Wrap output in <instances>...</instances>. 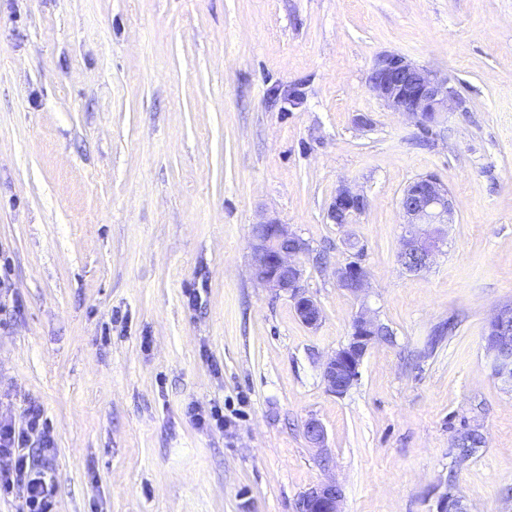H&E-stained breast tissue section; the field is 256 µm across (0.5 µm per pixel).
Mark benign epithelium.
<instances>
[{"instance_id":"7a95c632","label":"benign epithelium","mask_w":512,"mask_h":512,"mask_svg":"<svg viewBox=\"0 0 512 512\" xmlns=\"http://www.w3.org/2000/svg\"><path fill=\"white\" fill-rule=\"evenodd\" d=\"M367 88L387 109L404 116L424 133L430 132L444 114L464 109V100L448 76L396 52L385 51L375 56L367 76ZM367 208V197L350 184L342 183L329 204L328 216L333 223L347 226L356 223ZM399 208L406 224L399 251L400 264L408 272H421L430 267L446 243L445 226L455 223L452 195L440 179L426 175L404 189ZM250 248L255 281L277 295L288 296L301 322L311 328L317 326L322 309L303 286L301 258L309 255V242L290 225L268 218L253 225ZM334 276L340 287L357 298L369 288L370 272L358 261L337 266ZM385 335L386 328L378 319L367 308H360L353 318L348 343L323 364V380L331 393L342 396L350 390L359 378L368 350ZM485 343L494 375L512 384V304L500 306L493 314ZM305 432L314 447H325L326 431L321 422L309 420ZM342 500L341 486L327 480L306 491L298 509L299 512H342ZM436 512L468 510L460 498L445 494Z\"/></svg>"}]
</instances>
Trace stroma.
Here are the masks:
<instances>
[{"instance_id":"1","label":"stroma","mask_w":512,"mask_h":512,"mask_svg":"<svg viewBox=\"0 0 512 512\" xmlns=\"http://www.w3.org/2000/svg\"><path fill=\"white\" fill-rule=\"evenodd\" d=\"M384 51L464 111L425 134L388 110ZM427 174L456 217L410 273L399 200ZM343 182L369 199L345 227ZM268 216L311 245L317 327L252 277ZM355 255L363 303L332 275ZM510 302L512 0H0V418L41 406L58 512H297L330 478L342 512L447 491L512 512V384L484 340ZM364 303L389 334L337 396L322 366ZM215 404L225 430L187 414Z\"/></svg>"}]
</instances>
